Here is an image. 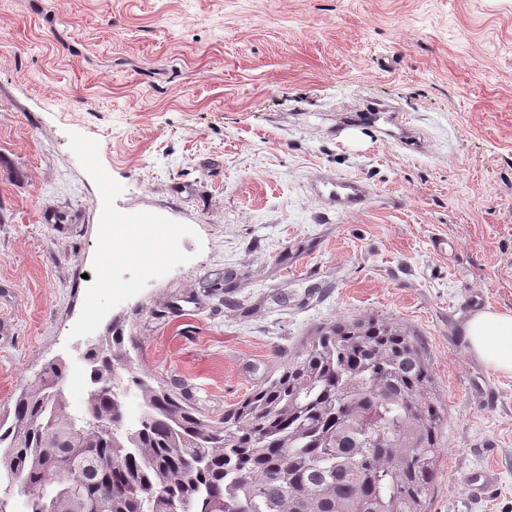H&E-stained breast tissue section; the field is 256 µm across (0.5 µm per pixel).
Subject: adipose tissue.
<instances>
[{"mask_svg":"<svg viewBox=\"0 0 512 512\" xmlns=\"http://www.w3.org/2000/svg\"><path fill=\"white\" fill-rule=\"evenodd\" d=\"M471 355L493 373L512 378V312L473 314L463 326Z\"/></svg>","mask_w":512,"mask_h":512,"instance_id":"ef3b65f1","label":"adipose tissue"}]
</instances>
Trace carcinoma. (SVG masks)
<instances>
[{
    "mask_svg": "<svg viewBox=\"0 0 512 512\" xmlns=\"http://www.w3.org/2000/svg\"><path fill=\"white\" fill-rule=\"evenodd\" d=\"M88 358L81 417L61 398L62 362L0 414V477L27 512H426L448 417L419 341L391 322L327 324L217 418L124 377L121 333ZM115 379L141 398L135 427Z\"/></svg>",
    "mask_w": 512,
    "mask_h": 512,
    "instance_id": "obj_1",
    "label": "carcinoma"
}]
</instances>
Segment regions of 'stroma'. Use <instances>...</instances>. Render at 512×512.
<instances>
[{"mask_svg":"<svg viewBox=\"0 0 512 512\" xmlns=\"http://www.w3.org/2000/svg\"><path fill=\"white\" fill-rule=\"evenodd\" d=\"M486 308L512 311V0H0V412L59 359L81 414L116 323L220 416L375 316L448 411L427 512H512V378L462 332ZM319 195L337 212H346L365 206L371 192L364 183L343 177H324L319 179Z\"/></svg>","mask_w":512,"mask_h":512,"instance_id":"obj_1","label":"stroma"}]
</instances>
